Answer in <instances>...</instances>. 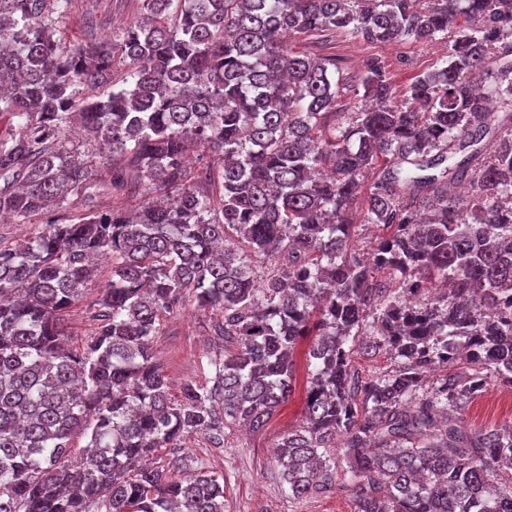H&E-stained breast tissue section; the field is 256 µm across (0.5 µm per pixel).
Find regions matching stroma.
Returning <instances> with one entry per match:
<instances>
[{
  "label": "stroma",
  "mask_w": 512,
  "mask_h": 512,
  "mask_svg": "<svg viewBox=\"0 0 512 512\" xmlns=\"http://www.w3.org/2000/svg\"><path fill=\"white\" fill-rule=\"evenodd\" d=\"M142 13L139 0H74L72 10L60 28L68 41L85 43L90 36L120 34ZM96 29H89V21ZM300 52L316 50L335 57L343 76L360 71L371 58L378 59L392 78L395 97L405 100L415 77L442 65L448 46L445 41L419 43L405 40L394 44H370L347 36L316 46L307 37L290 39ZM208 312L185 303L175 314L164 318L160 332L151 344L155 362L180 390L183 383H208L211 371L206 353L216 343L205 329ZM293 392L268 422L258 430L227 429L223 447L212 448L200 437L184 441L185 453L205 464L208 470L224 478V500L228 512H354L350 492L293 499L280 478L274 448L303 416L307 372L304 352L296 354ZM512 422V389L492 387L476 399L464 415L467 428L477 430Z\"/></svg>",
  "instance_id": "1"
}]
</instances>
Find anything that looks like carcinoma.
<instances>
[{"label": "carcinoma", "mask_w": 512, "mask_h": 512, "mask_svg": "<svg viewBox=\"0 0 512 512\" xmlns=\"http://www.w3.org/2000/svg\"><path fill=\"white\" fill-rule=\"evenodd\" d=\"M141 2L122 34L75 46L55 25L73 0H0V216L87 210L0 246V512H225L183 442L265 425L312 334L304 423L277 444L288 495L335 489L339 456L354 512H512V422L461 426L512 387V0ZM338 34L447 38L448 58L403 102L371 59L353 82L376 106L340 112L336 60L287 41ZM118 63L125 87L80 97ZM77 126L123 158L108 179ZM193 146L214 160L190 176ZM140 185L135 213L99 209ZM365 224L370 263L351 246ZM254 257L278 263L261 278ZM100 260L75 353L63 316ZM186 301L220 350L212 385L174 396L150 343ZM357 347L393 368L362 377Z\"/></svg>", "instance_id": "1"}]
</instances>
